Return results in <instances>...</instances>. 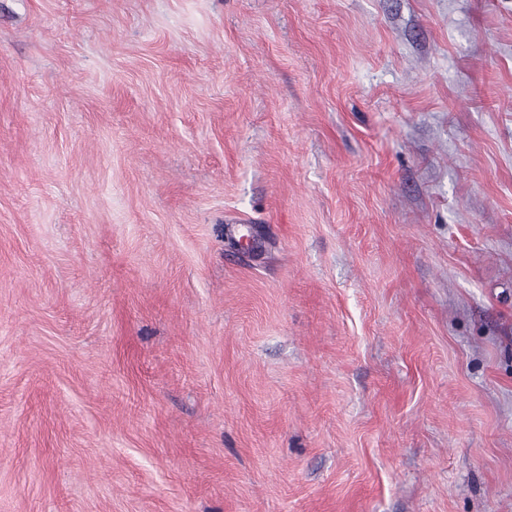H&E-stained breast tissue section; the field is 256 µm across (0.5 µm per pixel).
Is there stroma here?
Returning <instances> with one entry per match:
<instances>
[{
    "label": "stroma",
    "mask_w": 512,
    "mask_h": 512,
    "mask_svg": "<svg viewBox=\"0 0 512 512\" xmlns=\"http://www.w3.org/2000/svg\"><path fill=\"white\" fill-rule=\"evenodd\" d=\"M0 512H512V0H0Z\"/></svg>",
    "instance_id": "obj_1"
}]
</instances>
